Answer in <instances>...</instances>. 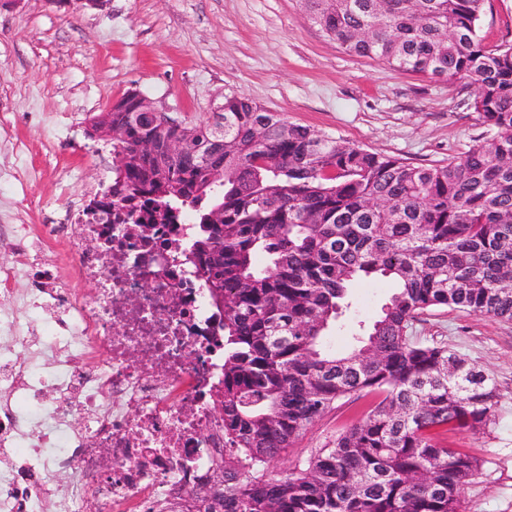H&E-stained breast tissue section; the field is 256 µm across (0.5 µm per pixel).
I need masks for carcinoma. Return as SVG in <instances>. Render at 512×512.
<instances>
[{"mask_svg":"<svg viewBox=\"0 0 512 512\" xmlns=\"http://www.w3.org/2000/svg\"><path fill=\"white\" fill-rule=\"evenodd\" d=\"M485 2L299 0L352 56L476 86L486 138L446 162L415 166L237 96L220 125L142 123L137 91L92 117L93 133L112 134L113 204L142 199L154 224L184 209L197 226V276L224 337L223 487L204 512H460L478 461L433 431L484 429L498 394L409 329L448 306L512 322V44L482 46ZM375 279L390 295L336 354L350 288ZM342 398L369 399L364 416L270 476Z\"/></svg>","mask_w":512,"mask_h":512,"instance_id":"1","label":"carcinoma"}]
</instances>
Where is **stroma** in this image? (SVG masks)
Wrapping results in <instances>:
<instances>
[{"instance_id": "35a3bbf8", "label": "stroma", "mask_w": 512, "mask_h": 512, "mask_svg": "<svg viewBox=\"0 0 512 512\" xmlns=\"http://www.w3.org/2000/svg\"><path fill=\"white\" fill-rule=\"evenodd\" d=\"M480 36L489 50L512 42V0H487ZM132 90L187 122H216L225 98L245 97L416 166L462 156L484 131L469 107L475 86L347 55L298 0H109L102 11L22 0L0 7V225L60 223L74 201L111 181L87 121ZM390 291L384 280L355 283V318H375ZM413 333L444 341L495 382L494 420L442 440L479 461L462 512H512V323L443 307ZM366 405L338 400L269 474L310 458Z\"/></svg>"}]
</instances>
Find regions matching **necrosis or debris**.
<instances>
[{"label": "necrosis or debris", "mask_w": 512, "mask_h": 512, "mask_svg": "<svg viewBox=\"0 0 512 512\" xmlns=\"http://www.w3.org/2000/svg\"><path fill=\"white\" fill-rule=\"evenodd\" d=\"M186 212L170 224H123L74 206L45 236L0 230L27 281L0 303V335L25 357H0V512H197L201 485L224 467L219 316L196 276ZM78 236L63 288L49 242ZM51 312L50 333L27 335L16 307ZM51 392V407L40 397ZM66 492L56 493L60 474Z\"/></svg>", "instance_id": "4bbe7bcc"}]
</instances>
